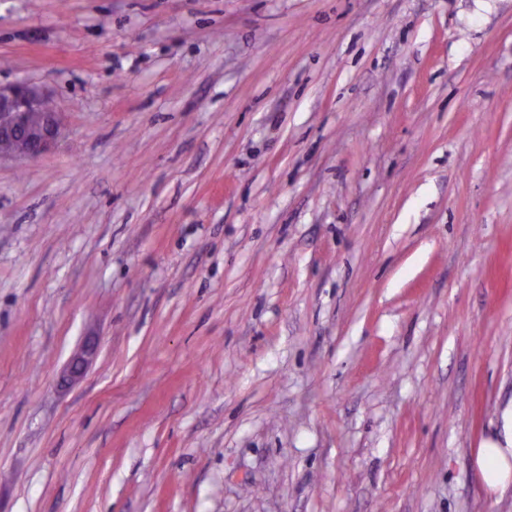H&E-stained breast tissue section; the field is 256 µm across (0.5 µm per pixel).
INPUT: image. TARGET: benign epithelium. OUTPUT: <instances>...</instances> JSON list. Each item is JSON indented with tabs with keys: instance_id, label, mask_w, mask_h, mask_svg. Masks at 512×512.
<instances>
[{
	"instance_id": "7a95c632",
	"label": "benign epithelium",
	"mask_w": 512,
	"mask_h": 512,
	"mask_svg": "<svg viewBox=\"0 0 512 512\" xmlns=\"http://www.w3.org/2000/svg\"><path fill=\"white\" fill-rule=\"evenodd\" d=\"M62 135L61 113L48 93L26 81L0 85V159H35L56 147ZM96 355L84 347L71 362L69 377L81 378Z\"/></svg>"
}]
</instances>
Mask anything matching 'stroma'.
<instances>
[{"instance_id":"1","label":"stroma","mask_w":512,"mask_h":512,"mask_svg":"<svg viewBox=\"0 0 512 512\" xmlns=\"http://www.w3.org/2000/svg\"><path fill=\"white\" fill-rule=\"evenodd\" d=\"M20 80L0 512H512V0H0ZM61 113L48 93L26 81L0 85V159H35L56 147ZM473 459L488 492L508 489L512 485V430L506 439V447L489 444L485 448H478Z\"/></svg>"}]
</instances>
